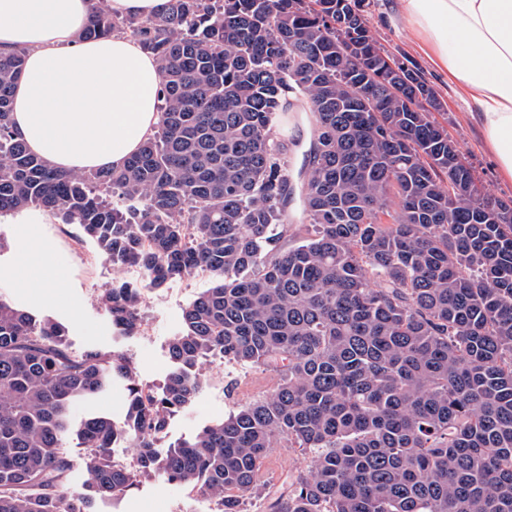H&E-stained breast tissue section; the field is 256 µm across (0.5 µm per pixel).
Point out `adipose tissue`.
Returning a JSON list of instances; mask_svg holds the SVG:
<instances>
[{
	"label": "adipose tissue",
	"instance_id": "adipose-tissue-1",
	"mask_svg": "<svg viewBox=\"0 0 512 512\" xmlns=\"http://www.w3.org/2000/svg\"><path fill=\"white\" fill-rule=\"evenodd\" d=\"M92 0H0V52L25 49L12 126L33 154L77 172L122 167L154 132L161 77L131 38L80 39ZM398 21L477 112L485 144L512 178V0H400ZM17 270L53 288L44 225L55 215L9 213Z\"/></svg>",
	"mask_w": 512,
	"mask_h": 512
}]
</instances>
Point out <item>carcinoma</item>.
<instances>
[{"instance_id":"1","label":"carcinoma","mask_w":512,"mask_h":512,"mask_svg":"<svg viewBox=\"0 0 512 512\" xmlns=\"http://www.w3.org/2000/svg\"><path fill=\"white\" fill-rule=\"evenodd\" d=\"M363 0H167L119 18L95 0L85 39L122 32L155 56L157 131L118 171L55 169L16 137L25 50L0 53V213H62L148 285L204 272L175 369L147 390L119 352L0 301V512H94L149 477L222 512H512V201L474 172L415 63L370 35ZM102 302L143 324L140 288ZM220 359L270 372L223 421L160 447ZM125 382L119 426L69 406ZM77 435L88 479L68 488ZM133 440L137 465L112 462ZM301 458L294 473L275 448Z\"/></svg>"}]
</instances>
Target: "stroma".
Returning <instances> with one entry per match:
<instances>
[{
	"mask_svg": "<svg viewBox=\"0 0 512 512\" xmlns=\"http://www.w3.org/2000/svg\"><path fill=\"white\" fill-rule=\"evenodd\" d=\"M398 0H368L366 8L369 28L383 47L393 53L404 54L422 71L435 88L448 120V133L463 155L472 164L480 187L489 196L505 201L512 199V179L503 176L486 151L479 120L459 97L456 87L437 70L428 58L412 43L394 17ZM45 232L53 248L46 257L48 267L59 275L61 282L55 288H32L12 272L15 250L12 227L0 223V300L39 317L64 324L74 354L87 350L118 351L133 362L141 382L153 389H161L173 369L169 342L182 328V316L202 293L215 284L211 276H188L166 282L144 292L142 312L150 338L140 334L126 335L112 323L102 303V295L113 282L122 280L116 265L105 261L96 246L82 238L76 226L48 224ZM203 382L192 403L168 420L167 443L191 439L204 426L220 421L233 406L225 386L238 376L259 380L262 372L221 361L203 366ZM126 390L117 381L93 399L75 402L71 409L73 421H81L96 414L109 417L115 423L125 419ZM203 493H190L186 487L160 478L144 480L137 488L116 500L98 503L96 512H197L204 501Z\"/></svg>",
	"mask_w": 512,
	"mask_h": 512,
	"instance_id": "1",
	"label": "stroma"
}]
</instances>
